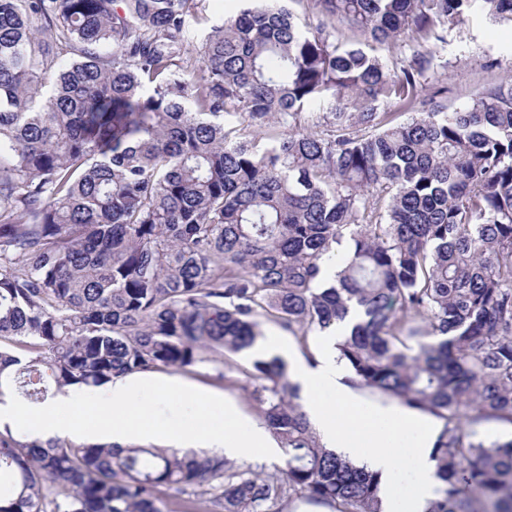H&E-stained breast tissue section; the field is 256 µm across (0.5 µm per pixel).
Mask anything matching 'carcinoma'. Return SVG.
<instances>
[{"mask_svg":"<svg viewBox=\"0 0 512 512\" xmlns=\"http://www.w3.org/2000/svg\"><path fill=\"white\" fill-rule=\"evenodd\" d=\"M200 2L0 0V389L39 403L49 382L181 369L254 348L266 320L306 350L350 316L338 359L357 385L442 421L424 512H512V439L484 431L512 425V84L437 102L439 50L475 0H311L314 27L290 0H242L191 68ZM482 2L512 21V0ZM406 34L391 70L375 46ZM249 377L279 479L7 430L0 512H384L286 363Z\"/></svg>","mask_w":512,"mask_h":512,"instance_id":"carcinoma-1","label":"carcinoma"}]
</instances>
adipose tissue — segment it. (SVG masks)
Masks as SVG:
<instances>
[{
  "label": "adipose tissue",
  "instance_id": "adipose-tissue-1",
  "mask_svg": "<svg viewBox=\"0 0 512 512\" xmlns=\"http://www.w3.org/2000/svg\"><path fill=\"white\" fill-rule=\"evenodd\" d=\"M337 337L325 335L311 361L299 358L286 338L273 334L256 347V354L279 357L298 384L304 406L318 428L322 443L370 470L379 472L385 489H398L406 512H423L436 495L439 481L429 450L439 432L431 419L403 407L363 402L343 379Z\"/></svg>",
  "mask_w": 512,
  "mask_h": 512
}]
</instances>
